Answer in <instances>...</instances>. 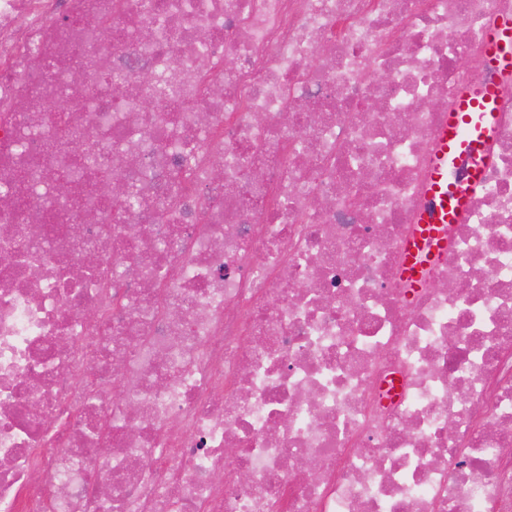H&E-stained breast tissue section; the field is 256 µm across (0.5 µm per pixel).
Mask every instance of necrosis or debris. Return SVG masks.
Segmentation results:
<instances>
[{
	"label": "necrosis or debris",
	"mask_w": 512,
	"mask_h": 512,
	"mask_svg": "<svg viewBox=\"0 0 512 512\" xmlns=\"http://www.w3.org/2000/svg\"><path fill=\"white\" fill-rule=\"evenodd\" d=\"M502 15L0 0V512H512V79L402 275ZM498 101V84L483 81L462 89L454 106L442 117L428 163L429 206L418 216L421 230L406 250L402 269L414 288L420 284L424 265L447 257L446 224H453L467 210L482 180L484 145L497 124ZM453 162L464 167V179L449 183L448 166ZM425 250L424 257H420Z\"/></svg>",
	"instance_id": "1"
}]
</instances>
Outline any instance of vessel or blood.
I'll return each mask as SVG.
<instances>
[{
  "label": "vessel or blood",
  "mask_w": 512,
  "mask_h": 512,
  "mask_svg": "<svg viewBox=\"0 0 512 512\" xmlns=\"http://www.w3.org/2000/svg\"><path fill=\"white\" fill-rule=\"evenodd\" d=\"M484 58L500 77H512V16L498 19L485 39ZM499 87L494 82L462 89L442 117L428 163L429 206L418 216L420 229L406 250L402 273L419 286L425 264L446 258V227L469 207L486 163L484 145L497 124Z\"/></svg>",
  "instance_id": "1"
}]
</instances>
